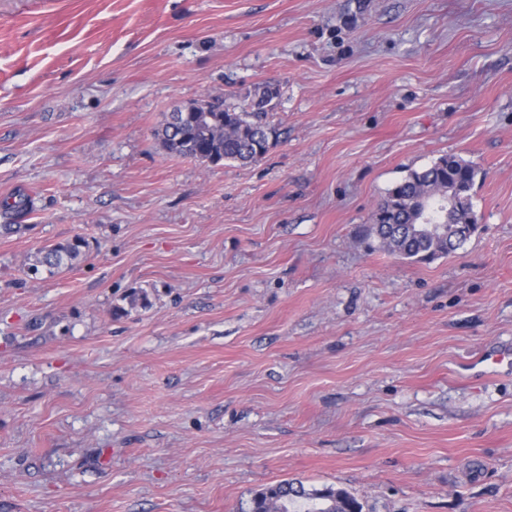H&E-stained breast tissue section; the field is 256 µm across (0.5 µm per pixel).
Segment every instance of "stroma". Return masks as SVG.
I'll return each mask as SVG.
<instances>
[{
    "label": "stroma",
    "mask_w": 512,
    "mask_h": 512,
    "mask_svg": "<svg viewBox=\"0 0 512 512\" xmlns=\"http://www.w3.org/2000/svg\"><path fill=\"white\" fill-rule=\"evenodd\" d=\"M262 87V160L157 144ZM446 154L479 231L380 249L377 202ZM10 195L0 512H249L284 480L512 512V0H0ZM85 243L80 238H75L72 241L65 243H58L50 249L44 250L42 263L49 267H60L67 263H72L81 254Z\"/></svg>",
    "instance_id": "stroma-1"
}]
</instances>
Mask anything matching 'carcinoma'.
Segmentation results:
<instances>
[{
    "mask_svg": "<svg viewBox=\"0 0 512 512\" xmlns=\"http://www.w3.org/2000/svg\"><path fill=\"white\" fill-rule=\"evenodd\" d=\"M275 92L265 87L254 94L247 109L224 107L212 96L209 112H172L155 132L163 149L176 157L219 165L224 161L261 160L276 138L267 122ZM478 171L454 155L439 157L430 166L410 172L387 190L372 212L367 232L380 245L406 259L430 262L455 252L476 232L478 219L471 191ZM455 190L458 203L448 209L444 192ZM85 243L76 238L44 251L42 263L60 267L76 260ZM363 512L360 502L344 489H307L285 480L265 487L252 498L251 512Z\"/></svg>",
    "mask_w": 512,
    "mask_h": 512,
    "instance_id": "1",
    "label": "carcinoma"
}]
</instances>
